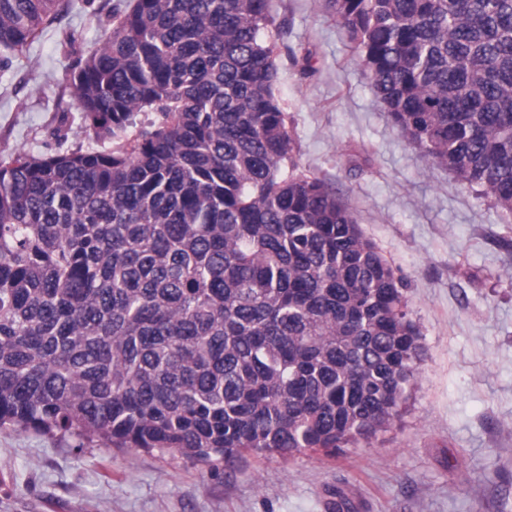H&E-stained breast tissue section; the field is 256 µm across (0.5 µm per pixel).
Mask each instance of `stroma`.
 Returning <instances> with one entry per match:
<instances>
[{"label":"stroma","instance_id":"35a3bbf8","mask_svg":"<svg viewBox=\"0 0 512 512\" xmlns=\"http://www.w3.org/2000/svg\"><path fill=\"white\" fill-rule=\"evenodd\" d=\"M65 9L0 73V161L107 149L62 114L66 74L128 0ZM276 94L300 170L323 180L392 264L419 331L391 427L336 451L212 467L177 454L75 451L74 437L0 430V512H502L512 499V214L433 167L378 105L327 0H272Z\"/></svg>","mask_w":512,"mask_h":512}]
</instances>
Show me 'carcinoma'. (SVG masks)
Segmentation results:
<instances>
[{
	"label": "carcinoma",
	"instance_id": "obj_1",
	"mask_svg": "<svg viewBox=\"0 0 512 512\" xmlns=\"http://www.w3.org/2000/svg\"><path fill=\"white\" fill-rule=\"evenodd\" d=\"M391 122L512 213V0H329ZM59 0H0V71ZM270 0H133L67 79L109 150L0 162V429L176 452L387 430L419 332L293 159ZM140 112L160 120L137 127Z\"/></svg>",
	"mask_w": 512,
	"mask_h": 512
}]
</instances>
